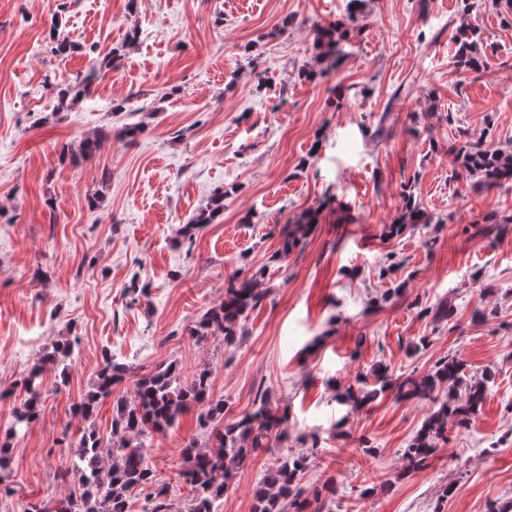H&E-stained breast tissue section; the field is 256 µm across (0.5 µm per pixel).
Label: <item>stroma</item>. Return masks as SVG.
Returning a JSON list of instances; mask_svg holds the SVG:
<instances>
[{
	"instance_id": "1",
	"label": "stroma",
	"mask_w": 512,
	"mask_h": 512,
	"mask_svg": "<svg viewBox=\"0 0 512 512\" xmlns=\"http://www.w3.org/2000/svg\"><path fill=\"white\" fill-rule=\"evenodd\" d=\"M347 5L138 0L132 11L128 0H73L64 31L83 48L62 62L48 51L55 0H0V391L14 393L0 402V437L25 398V370L57 341L74 342L66 364H43L42 415L0 457V512L64 496L69 442L90 426L109 432L115 398L89 419L73 412L107 354L131 369L115 397L173 364L183 384L210 368L227 419L263 392L286 411L287 441L255 455L218 512H252L259 479L297 453L309 457L303 485L333 484L341 512H487L512 501V181L481 188L449 152L482 136L512 150V12L495 0ZM330 24L349 33L335 68L313 46L315 27ZM463 24L482 39L476 71L456 63ZM90 45L103 56L121 45L125 56L54 113L58 84L87 67ZM384 113L390 134L368 146ZM137 122L135 142L118 137ZM95 131L107 139L94 158L59 161L63 145ZM406 186L438 226L384 238ZM218 188L222 218L185 240L183 225ZM310 209L313 233L281 256L280 227ZM260 268L269 294L235 344L190 336L231 273ZM134 280L145 293H129ZM395 286L400 296L386 297ZM444 300L450 320L418 316ZM450 354L494 381L469 430H449L426 469L406 471L401 450L429 403L384 395L337 436V393L373 386L375 367L421 376ZM205 439L192 412L146 439L175 512L192 498L177 477L183 450Z\"/></svg>"
}]
</instances>
